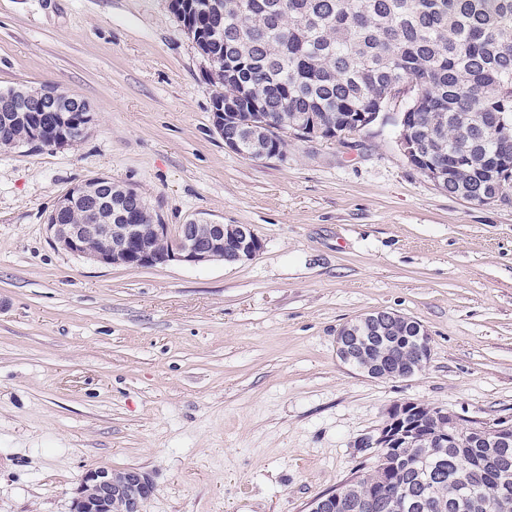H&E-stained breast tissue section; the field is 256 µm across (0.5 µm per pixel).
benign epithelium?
Returning a JSON list of instances; mask_svg holds the SVG:
<instances>
[{
    "mask_svg": "<svg viewBox=\"0 0 512 512\" xmlns=\"http://www.w3.org/2000/svg\"><path fill=\"white\" fill-rule=\"evenodd\" d=\"M171 10L181 23L184 33L197 41L200 32L185 17L183 6L177 0H170ZM64 92L57 86H44L37 94L28 97L27 103L41 112L42 122L31 128L28 144H48L61 148L75 143L66 136L52 138L49 127L60 124L67 117L71 123L81 126V132L88 131L93 113L86 101L75 103L77 113H68L63 108ZM213 127L224 140V146L234 152L240 148L235 134L224 131V113H212ZM119 193L127 198L133 192L126 186L112 183L108 177H95L69 188L56 202L48 230L54 242L68 253L107 265L128 267L165 266L172 262L192 265L209 264L224 260L229 255L232 263L253 259L262 248L261 240L247 224H208L207 233L199 234V225L181 224L175 228L165 223L163 215L153 211V223L146 226L127 224L128 214L121 210L113 214L114 223L99 224L96 214L102 202ZM77 206L84 208L86 223L66 224L65 215ZM165 249L158 250L160 243ZM411 331L419 358L430 356L429 337L417 321L410 322ZM336 354L340 360L358 369L371 378H385L388 372L376 363L366 350L363 339L351 328L336 336ZM422 405L405 403L394 406L385 426L376 434L361 437L359 448H399L409 439L415 438L416 431L406 423L409 414L419 411ZM151 492L149 480L138 468L123 471L94 470L85 474L74 499V512H100L108 507L114 497H122L124 512H142L143 502Z\"/></svg>",
    "mask_w": 512,
    "mask_h": 512,
    "instance_id": "7a95c632",
    "label": "benign epithelium"
}]
</instances>
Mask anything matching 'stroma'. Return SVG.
I'll return each mask as SVG.
<instances>
[{
	"label": "stroma",
	"mask_w": 512,
	"mask_h": 512,
	"mask_svg": "<svg viewBox=\"0 0 512 512\" xmlns=\"http://www.w3.org/2000/svg\"><path fill=\"white\" fill-rule=\"evenodd\" d=\"M207 64L170 0H0V91L57 85L94 121L75 145L0 151V512H71L95 469L139 468L142 512H308L377 460L390 407L512 424V200L448 195L392 125L225 148ZM106 176L166 223L247 224L263 247L204 266L103 265L47 229ZM385 310L431 354L408 379L344 364L336 335Z\"/></svg>",
	"instance_id": "1"
}]
</instances>
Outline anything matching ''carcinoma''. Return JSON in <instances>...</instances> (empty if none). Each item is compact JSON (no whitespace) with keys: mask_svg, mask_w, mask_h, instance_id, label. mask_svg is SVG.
Here are the masks:
<instances>
[{"mask_svg":"<svg viewBox=\"0 0 512 512\" xmlns=\"http://www.w3.org/2000/svg\"><path fill=\"white\" fill-rule=\"evenodd\" d=\"M203 32L213 102L234 98L240 153H286L301 123L322 140L360 133L358 112L398 109L413 92L405 130L421 167L441 172L448 191L483 202L512 194V0H189ZM270 113L268 126L252 112ZM8 120L0 150L25 144L34 122L16 89L0 92ZM384 366L417 358L399 324L370 347ZM473 428L455 427L459 448H386L374 469L336 488L335 512H512V446L469 448Z\"/></svg>","mask_w":512,"mask_h":512,"instance_id":"1","label":"carcinoma"}]
</instances>
